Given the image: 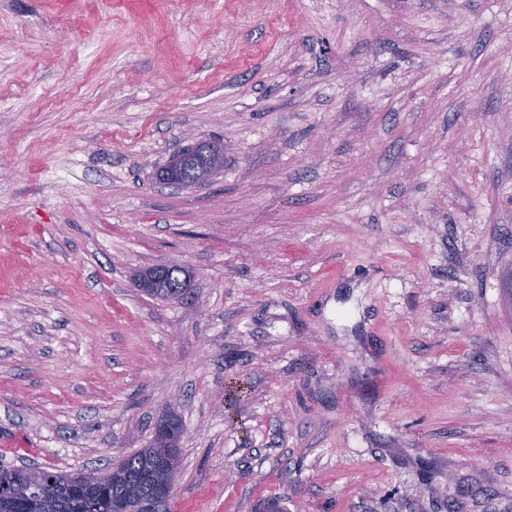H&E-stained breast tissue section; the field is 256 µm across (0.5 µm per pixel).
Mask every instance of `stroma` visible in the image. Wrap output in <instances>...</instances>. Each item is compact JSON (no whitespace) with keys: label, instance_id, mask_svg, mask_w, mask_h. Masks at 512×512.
<instances>
[{"label":"stroma","instance_id":"1","mask_svg":"<svg viewBox=\"0 0 512 512\" xmlns=\"http://www.w3.org/2000/svg\"><path fill=\"white\" fill-rule=\"evenodd\" d=\"M0 167L1 467L512 512V0H0ZM202 172L196 168H190L187 157L177 153L161 169L157 178L165 183L176 184L182 187L195 186L202 179ZM185 276H190L189 269L185 265L172 264L169 269L164 273V281L167 288H159L158 291H151L150 295L157 296L163 299L180 300L184 298L188 293L189 289L192 288V283L185 282L182 288H178L181 284L182 279Z\"/></svg>","mask_w":512,"mask_h":512}]
</instances>
